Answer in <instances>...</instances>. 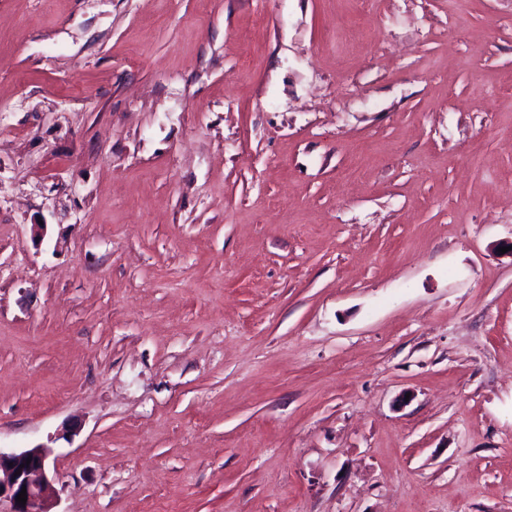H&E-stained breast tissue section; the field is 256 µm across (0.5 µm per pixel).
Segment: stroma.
<instances>
[{"mask_svg": "<svg viewBox=\"0 0 512 512\" xmlns=\"http://www.w3.org/2000/svg\"><path fill=\"white\" fill-rule=\"evenodd\" d=\"M511 245L512 0H0L53 512H512Z\"/></svg>", "mask_w": 512, "mask_h": 512, "instance_id": "35a3bbf8", "label": "stroma"}]
</instances>
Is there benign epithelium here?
<instances>
[{"mask_svg":"<svg viewBox=\"0 0 512 512\" xmlns=\"http://www.w3.org/2000/svg\"><path fill=\"white\" fill-rule=\"evenodd\" d=\"M47 468V455L42 446L12 453L0 451V502L10 504L9 512H51ZM23 489L27 495L24 505L16 501Z\"/></svg>","mask_w":512,"mask_h":512,"instance_id":"7a95c632","label":"benign epithelium"}]
</instances>
